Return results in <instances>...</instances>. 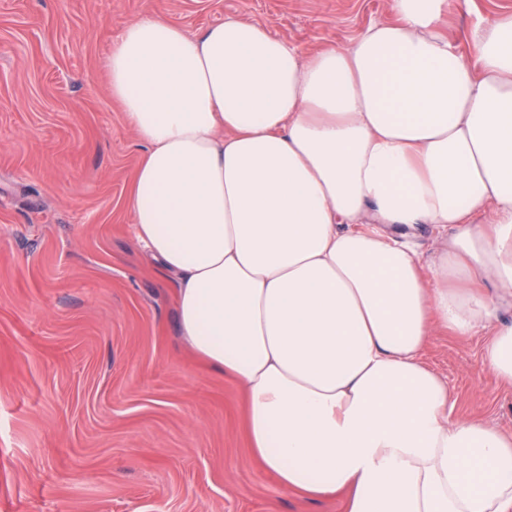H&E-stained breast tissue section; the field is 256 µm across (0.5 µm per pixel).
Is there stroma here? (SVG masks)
<instances>
[{
    "instance_id": "obj_1",
    "label": "stroma",
    "mask_w": 512,
    "mask_h": 512,
    "mask_svg": "<svg viewBox=\"0 0 512 512\" xmlns=\"http://www.w3.org/2000/svg\"><path fill=\"white\" fill-rule=\"evenodd\" d=\"M149 15L190 34L239 18L303 55L393 18L388 0H0V512H346L260 467L244 390L186 350L175 279L135 237L143 145L105 65ZM504 15L448 0L440 29L471 61L472 24ZM484 339L439 330L422 357L454 418L511 434Z\"/></svg>"
}]
</instances>
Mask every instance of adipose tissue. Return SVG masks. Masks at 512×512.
<instances>
[{"instance_id": "obj_1", "label": "adipose tissue", "mask_w": 512, "mask_h": 512, "mask_svg": "<svg viewBox=\"0 0 512 512\" xmlns=\"http://www.w3.org/2000/svg\"><path fill=\"white\" fill-rule=\"evenodd\" d=\"M447 7L390 0L393 21L306 56L241 19L191 35L152 15L106 63L178 335L246 392L280 488L347 491V512H512V435L453 419L422 359L435 329L484 330L512 388V16L472 29L473 65ZM421 225L428 256L393 235Z\"/></svg>"}]
</instances>
